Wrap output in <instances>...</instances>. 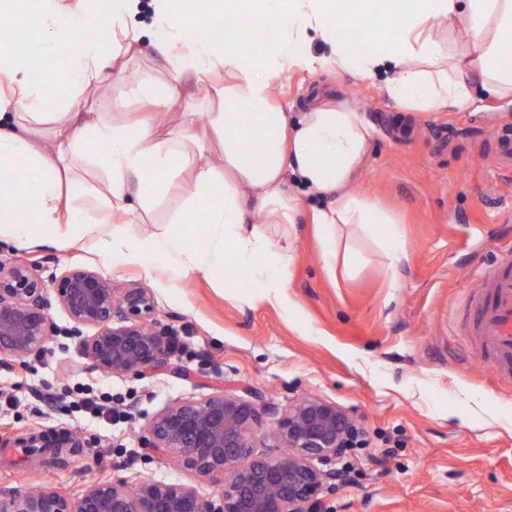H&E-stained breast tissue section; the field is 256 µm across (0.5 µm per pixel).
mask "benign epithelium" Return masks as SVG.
<instances>
[{"label":"benign epithelium","instance_id":"obj_1","mask_svg":"<svg viewBox=\"0 0 512 512\" xmlns=\"http://www.w3.org/2000/svg\"><path fill=\"white\" fill-rule=\"evenodd\" d=\"M55 300L79 338L82 367L113 375L182 369L173 365L176 331L153 318L149 289L116 288L89 267L63 270L53 281ZM54 333L48 289L38 266L0 261V366L37 355ZM277 414L257 391L226 385L203 399L167 405L148 421L145 446L175 459L192 475L221 487L203 496L193 483L126 478L97 482L69 500L44 488L13 496L3 512H317L332 472L362 435L340 406L308 397L273 422L275 454L255 449L264 417ZM15 448H83L69 432L31 431L11 438Z\"/></svg>","mask_w":512,"mask_h":512}]
</instances>
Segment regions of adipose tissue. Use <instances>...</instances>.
Returning a JSON list of instances; mask_svg holds the SVG:
<instances>
[{
	"instance_id": "1",
	"label": "adipose tissue",
	"mask_w": 512,
	"mask_h": 512,
	"mask_svg": "<svg viewBox=\"0 0 512 512\" xmlns=\"http://www.w3.org/2000/svg\"><path fill=\"white\" fill-rule=\"evenodd\" d=\"M152 41L163 65L135 78L128 100L155 113L169 110L179 81L205 85L214 111L184 115L180 131L159 138L154 123L113 113L48 112L45 92L28 80L43 57L56 61L57 83L77 90L100 84L105 68H122L138 54L146 26L141 0H112L103 32L83 40L84 15L93 0H0V19L26 21L21 43L0 46V239L20 249L50 242L70 248L99 234L103 258L125 257L146 268L211 277L232 268L238 282L259 288L263 301L288 304L285 281L267 268H288L289 250H273L269 225L296 224L299 203L287 187L324 199L313 221L325 263L354 274L364 260L358 238L387 228L382 262L406 257L405 234L396 219L351 186L365 162L374 127L355 109L324 104L301 116L279 108L271 78L291 68L333 67L362 78L380 68L391 75L384 92L398 108L466 110L476 96L512 97V0H151ZM270 29L261 51L247 38L254 22ZM462 25L453 48L434 33L436 22ZM369 46L351 48L354 36ZM321 40L322 56L308 44ZM225 72L228 83L214 81ZM54 121L55 148L35 136ZM206 127L223 152L222 165L205 154L194 127ZM105 151L91 152V141ZM103 174L105 190L71 179L84 161ZM184 184L185 224L139 236L130 225L148 223L154 202Z\"/></svg>"
}]
</instances>
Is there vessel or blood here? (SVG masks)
<instances>
[{"instance_id": "vessel-or-blood-1", "label": "vessel or blood", "mask_w": 512, "mask_h": 512, "mask_svg": "<svg viewBox=\"0 0 512 512\" xmlns=\"http://www.w3.org/2000/svg\"><path fill=\"white\" fill-rule=\"evenodd\" d=\"M459 335L469 337L494 374L512 380V253L483 276L465 312L454 317Z\"/></svg>"}]
</instances>
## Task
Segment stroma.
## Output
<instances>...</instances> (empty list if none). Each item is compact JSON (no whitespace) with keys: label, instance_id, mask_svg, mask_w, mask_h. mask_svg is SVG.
Here are the masks:
<instances>
[{"label":"stroma","instance_id":"obj_1","mask_svg":"<svg viewBox=\"0 0 512 512\" xmlns=\"http://www.w3.org/2000/svg\"><path fill=\"white\" fill-rule=\"evenodd\" d=\"M151 57L132 58L122 73L108 70L101 94L58 87L49 61L30 79L50 97V111L125 112L126 86L152 71ZM272 85L289 111L327 98L372 123L376 133L353 189L400 221L406 258L387 267L369 238L358 243L366 262L352 277L326 266L315 202L305 195L288 236L270 239L272 248H291L288 270L268 271L286 280L284 309L259 301L256 289L227 287L223 271L173 277L160 267L103 259L92 238L67 250H20L1 239V260L37 263L48 284L63 269L85 266L115 285L149 288L156 318L178 332L175 361L185 373L77 370L79 341L51 305L59 334L40 356L0 367V388L18 400L0 410V433L77 430L103 454L79 448L20 458L0 451V504L41 486L74 499L93 483L136 474L186 481L175 461L144 448L146 420L178 400L207 397L221 378L260 391L281 413L316 396L362 421L365 441L344 459L353 481L325 491L320 512H512V383L497 380L450 334L453 315L481 288V274L512 249V162L500 155L502 136L512 132V101L488 99L462 112L399 109L381 81L320 68L290 69ZM77 381L108 388L113 407L129 418L112 426L74 418L67 391Z\"/></svg>","mask_w":512,"mask_h":512}]
</instances>
